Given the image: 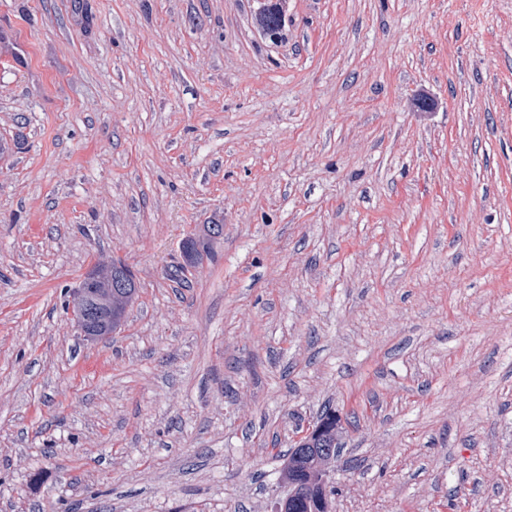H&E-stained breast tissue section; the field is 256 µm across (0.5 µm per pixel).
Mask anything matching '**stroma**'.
I'll use <instances>...</instances> for the list:
<instances>
[{"instance_id":"35a3bbf8","label":"stroma","mask_w":512,"mask_h":512,"mask_svg":"<svg viewBox=\"0 0 512 512\" xmlns=\"http://www.w3.org/2000/svg\"><path fill=\"white\" fill-rule=\"evenodd\" d=\"M254 7L0 0V512H512V0ZM257 3L254 19L260 32L272 42L284 40L288 32V16L285 8L277 5L264 6L259 1ZM112 270V282L114 281H125L128 282L130 288H127L126 291L129 296L125 299V301L117 302L112 300V309L102 303L103 299L109 294L111 290V281L109 279L97 280L91 283H88L85 288H87V292L91 295L92 299L99 303L98 314L95 317L93 324V331L91 334H95L96 336H103L110 332L111 326L112 331H114L121 323L124 318L126 308L128 304L132 301L133 296L136 292L135 283L130 277V271L127 268H112V265L107 268H102L100 266H92L85 273L82 278L80 287L76 290L79 294H82L84 291L85 282H90L92 279L100 278L103 273ZM336 426V412L326 410L298 441L284 470V478L288 480L289 473L293 485L289 498L278 502L280 512L330 511L329 493L332 494V490L327 493L321 476L323 464L335 457Z\"/></svg>"}]
</instances>
